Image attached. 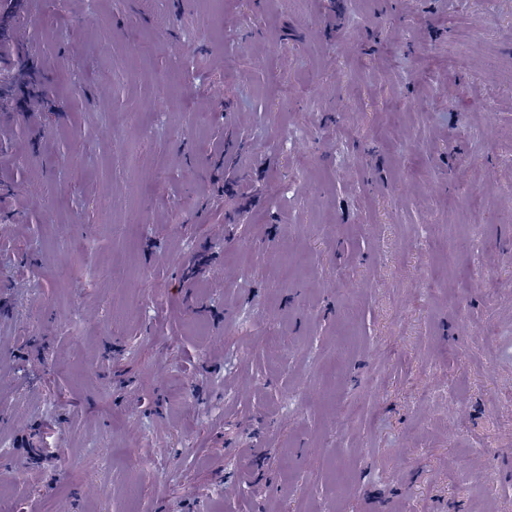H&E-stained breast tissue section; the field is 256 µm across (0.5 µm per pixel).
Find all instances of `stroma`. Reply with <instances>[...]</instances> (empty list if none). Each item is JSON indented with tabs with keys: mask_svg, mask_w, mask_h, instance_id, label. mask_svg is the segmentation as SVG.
<instances>
[{
	"mask_svg": "<svg viewBox=\"0 0 512 512\" xmlns=\"http://www.w3.org/2000/svg\"><path fill=\"white\" fill-rule=\"evenodd\" d=\"M0 512H512V0H0Z\"/></svg>",
	"mask_w": 512,
	"mask_h": 512,
	"instance_id": "35a3bbf8",
	"label": "stroma"
}]
</instances>
